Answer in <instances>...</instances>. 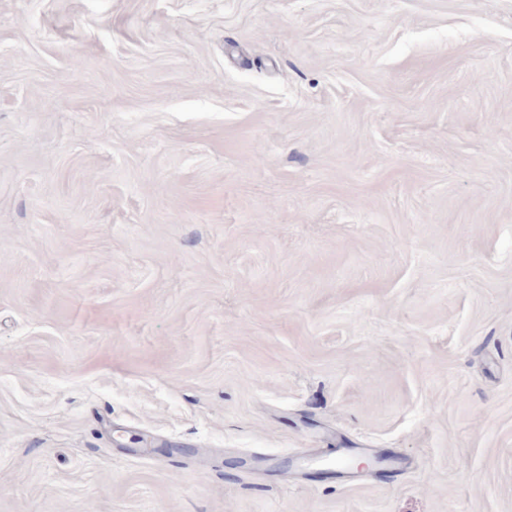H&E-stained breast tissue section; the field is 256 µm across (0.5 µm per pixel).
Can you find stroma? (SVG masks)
<instances>
[{"label": "stroma", "instance_id": "obj_1", "mask_svg": "<svg viewBox=\"0 0 512 512\" xmlns=\"http://www.w3.org/2000/svg\"><path fill=\"white\" fill-rule=\"evenodd\" d=\"M0 512H512V0H0Z\"/></svg>", "mask_w": 512, "mask_h": 512}]
</instances>
